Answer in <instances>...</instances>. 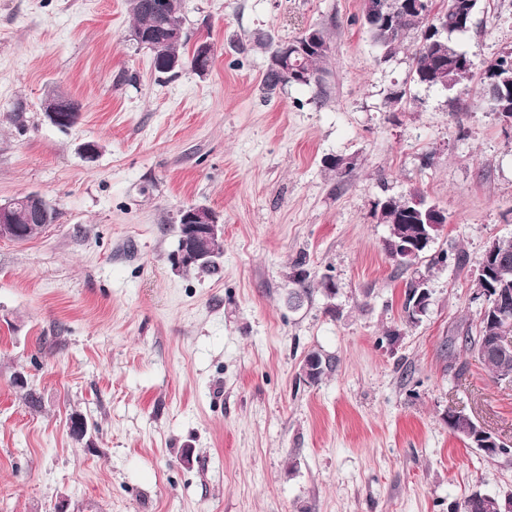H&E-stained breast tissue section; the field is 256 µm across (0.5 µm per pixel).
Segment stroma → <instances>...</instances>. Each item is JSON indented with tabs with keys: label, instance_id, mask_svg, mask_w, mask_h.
<instances>
[{
	"label": "stroma",
	"instance_id": "35a3bbf8",
	"mask_svg": "<svg viewBox=\"0 0 512 512\" xmlns=\"http://www.w3.org/2000/svg\"><path fill=\"white\" fill-rule=\"evenodd\" d=\"M360 5L184 0L213 63L167 76L130 40L127 0H0V204L37 192L58 213L0 240V512H461L512 495V455L447 417L512 444V382L448 350L478 317L477 260L512 238V126L416 83L413 43L385 55ZM310 28L330 43L323 88L264 93V42ZM456 41L479 69L512 49V0H482ZM53 93L80 104L75 126L47 121ZM413 189L447 223L405 269L377 212ZM192 204L224 226L218 273L172 260ZM418 277L431 304L410 322ZM312 352L330 363L315 384ZM448 416L453 421L457 420L462 425V430L466 438L471 439V443L480 448L488 456H496L502 452L504 448L503 441L493 435L480 424H477L470 416L462 414L461 411L450 408Z\"/></svg>",
	"mask_w": 512,
	"mask_h": 512
}]
</instances>
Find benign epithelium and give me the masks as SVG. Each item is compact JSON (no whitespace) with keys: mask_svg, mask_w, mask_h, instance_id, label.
Returning a JSON list of instances; mask_svg holds the SVG:
<instances>
[{"mask_svg":"<svg viewBox=\"0 0 512 512\" xmlns=\"http://www.w3.org/2000/svg\"><path fill=\"white\" fill-rule=\"evenodd\" d=\"M423 5L424 0H370L367 21L379 24L384 22L392 9L412 12L421 10ZM194 52L197 57V72L201 75L207 74L212 56L211 44L200 42L195 46ZM495 85L496 82L488 81L485 91L486 103L505 123L512 124V100L499 96ZM76 108L77 103L74 100L59 95L49 97L44 104L48 121L59 128L70 124ZM404 198L412 204V211L417 219H423L425 223L417 225L418 231L409 230L400 236L399 240L391 242L390 248L395 257H400L413 265L420 259V252L434 240L444 226V213L436 206L420 212L422 198L413 192L404 195ZM48 206L49 201L38 192H28L20 200L0 204V239L22 243L24 230L47 228V225L38 226L36 222L40 220L42 213L48 210ZM179 234L181 245L175 253V263L183 268L203 265L208 259L207 244L224 234V225L219 223L216 213L211 208L193 204L179 212ZM501 254L499 240H492L481 256L479 275L474 281V299L480 301L481 315L494 322L492 335L487 337L486 348L483 351L485 355L490 352H512V319L505 313L508 301L512 298V290L504 286H493L487 279L488 270L497 266ZM429 304L430 289L427 279L422 277L417 280V290L410 308L411 315L425 313ZM448 416L460 422L465 437L486 455L496 456L502 452L503 441L477 424L470 416L453 408L448 409ZM468 508L469 512H475L477 509L494 512L498 509V503L493 496L480 494L468 503Z\"/></svg>","mask_w":512,"mask_h":512,"instance_id":"obj_1","label":"benign epithelium"}]
</instances>
